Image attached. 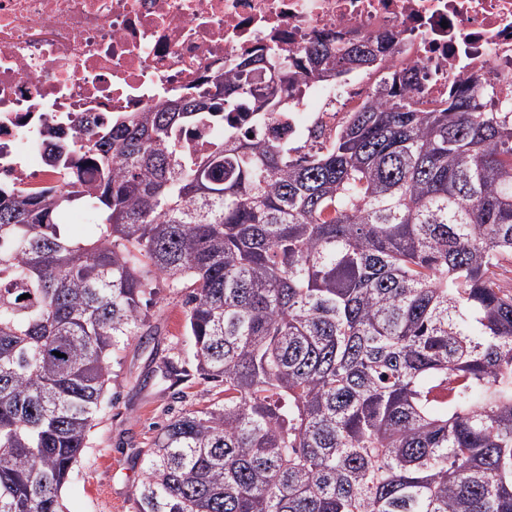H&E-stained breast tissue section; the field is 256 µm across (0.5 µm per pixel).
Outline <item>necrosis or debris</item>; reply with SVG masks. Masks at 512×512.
<instances>
[{
  "label": "necrosis or debris",
  "mask_w": 512,
  "mask_h": 512,
  "mask_svg": "<svg viewBox=\"0 0 512 512\" xmlns=\"http://www.w3.org/2000/svg\"><path fill=\"white\" fill-rule=\"evenodd\" d=\"M394 34L389 64L422 69L429 100L449 79L512 103V0H0V178L54 182L50 131L79 143L80 117L148 106L221 72L229 55L294 51L319 35ZM367 76L316 84L289 106L282 138L305 140L367 98Z\"/></svg>",
  "instance_id": "obj_1"
}]
</instances>
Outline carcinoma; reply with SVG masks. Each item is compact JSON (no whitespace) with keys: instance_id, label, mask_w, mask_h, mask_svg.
<instances>
[{"instance_id":"cac0c4a2","label":"carcinoma","mask_w":512,"mask_h":512,"mask_svg":"<svg viewBox=\"0 0 512 512\" xmlns=\"http://www.w3.org/2000/svg\"><path fill=\"white\" fill-rule=\"evenodd\" d=\"M394 49L238 55L79 150L56 140L54 183L0 184V512H67L156 288L185 293L224 398L142 451L137 512H512V104L450 78L427 106L413 66L320 140L249 137L306 94L296 70L334 81ZM209 122L206 152L176 145ZM76 205L91 241L65 234Z\"/></svg>"}]
</instances>
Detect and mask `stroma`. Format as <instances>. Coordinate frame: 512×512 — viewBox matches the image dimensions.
<instances>
[{
    "instance_id": "stroma-1",
    "label": "stroma",
    "mask_w": 512,
    "mask_h": 512,
    "mask_svg": "<svg viewBox=\"0 0 512 512\" xmlns=\"http://www.w3.org/2000/svg\"><path fill=\"white\" fill-rule=\"evenodd\" d=\"M156 301L147 336L132 338L117 355L113 400L101 411L62 492L68 512H135L141 450L149 448L171 417L208 405L217 396V388L196 372L182 297L164 290ZM168 359L187 371L186 380L175 385L161 380L160 369Z\"/></svg>"
}]
</instances>
